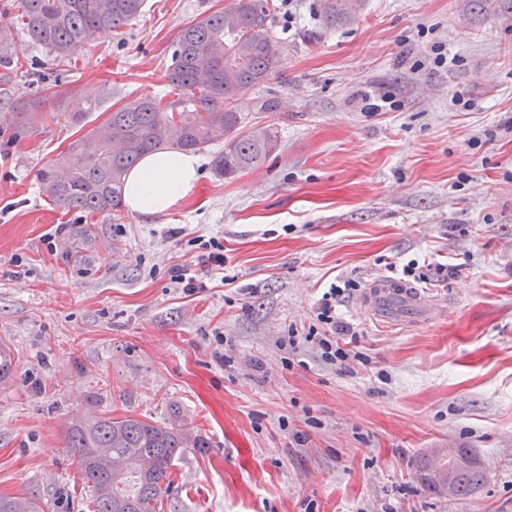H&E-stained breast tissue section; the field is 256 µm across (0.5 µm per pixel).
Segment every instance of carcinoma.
I'll return each mask as SVG.
<instances>
[{"instance_id": "1", "label": "carcinoma", "mask_w": 512, "mask_h": 512, "mask_svg": "<svg viewBox=\"0 0 512 512\" xmlns=\"http://www.w3.org/2000/svg\"><path fill=\"white\" fill-rule=\"evenodd\" d=\"M146 0H13L29 37L65 59L102 30L119 32L144 13ZM367 0H318L327 26L359 18ZM271 0H230L222 11L182 29L173 43L166 81L179 91L164 97H131L107 121L69 143L60 158L37 173L42 194L67 212L112 213L122 208L125 178L146 154L167 149L221 146L214 173L234 177L263 162L279 145L275 125L254 126L234 102L276 72L283 47L267 28ZM48 95L22 101L25 120L13 140L56 120L45 114ZM99 104L72 102L66 119L84 126ZM67 447L95 493L94 512H161L174 461L188 448L207 447L188 431L161 427L137 417L108 413L75 416L66 428ZM452 496L470 494L485 482L486 469L465 448H432L416 473L424 487ZM0 512H42L35 497L0 495Z\"/></svg>"}]
</instances>
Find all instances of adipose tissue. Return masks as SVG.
I'll use <instances>...</instances> for the list:
<instances>
[{"label":"adipose tissue","instance_id":"1","mask_svg":"<svg viewBox=\"0 0 512 512\" xmlns=\"http://www.w3.org/2000/svg\"><path fill=\"white\" fill-rule=\"evenodd\" d=\"M201 168L197 153L160 151L148 154L126 178L124 206L153 217L177 207L195 186Z\"/></svg>","mask_w":512,"mask_h":512}]
</instances>
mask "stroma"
<instances>
[{
	"instance_id": "35a3bbf8",
	"label": "stroma",
	"mask_w": 512,
	"mask_h": 512,
	"mask_svg": "<svg viewBox=\"0 0 512 512\" xmlns=\"http://www.w3.org/2000/svg\"><path fill=\"white\" fill-rule=\"evenodd\" d=\"M273 2L279 70L235 106L279 148L233 179L201 150L186 199L151 218L54 209L36 174L73 130L10 141L13 106L54 77L50 107L100 101L97 127L125 96L168 94L179 31L228 0H147L65 61L0 7V495L93 512L65 431L109 412L206 440L173 466L163 512H512V0H368L339 27L317 0ZM438 44L456 65H434ZM198 235L234 282L189 297L166 271L197 264ZM426 255L458 268L436 287L445 314L381 327L351 294L338 312L368 361L323 364L304 336L324 288ZM429 448L472 450L487 481L428 492Z\"/></svg>"
}]
</instances>
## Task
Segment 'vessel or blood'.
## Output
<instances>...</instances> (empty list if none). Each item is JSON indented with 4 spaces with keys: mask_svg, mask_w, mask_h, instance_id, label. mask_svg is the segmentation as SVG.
I'll list each match as a JSON object with an SVG mask.
<instances>
[{
    "mask_svg": "<svg viewBox=\"0 0 512 512\" xmlns=\"http://www.w3.org/2000/svg\"><path fill=\"white\" fill-rule=\"evenodd\" d=\"M359 305L373 321L402 327L430 323L444 309L429 289L392 277L373 278Z\"/></svg>",
    "mask_w": 512,
    "mask_h": 512,
    "instance_id": "obj_1",
    "label": "vessel or blood"
}]
</instances>
